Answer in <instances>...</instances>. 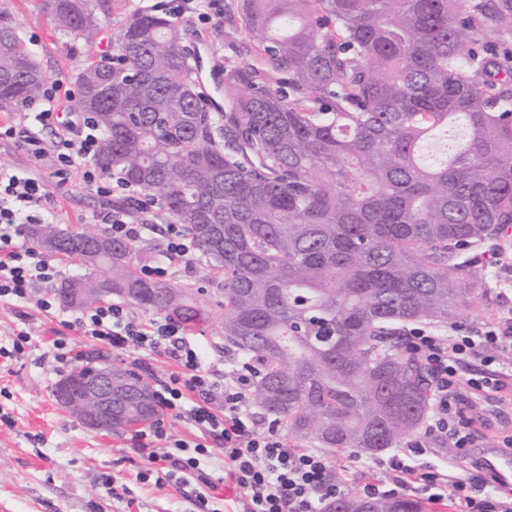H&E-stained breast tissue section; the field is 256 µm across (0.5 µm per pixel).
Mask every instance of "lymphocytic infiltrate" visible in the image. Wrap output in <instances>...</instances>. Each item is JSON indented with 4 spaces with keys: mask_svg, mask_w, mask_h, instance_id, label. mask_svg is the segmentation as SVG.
Instances as JSON below:
<instances>
[{
    "mask_svg": "<svg viewBox=\"0 0 512 512\" xmlns=\"http://www.w3.org/2000/svg\"><path fill=\"white\" fill-rule=\"evenodd\" d=\"M59 87L55 81L44 89L45 107L35 115L41 125H62L64 133L55 144H44L10 119L0 121V138L19 143L34 167L50 166L55 178L67 180L78 170L84 183L100 193L137 199L136 188L116 176L102 179L92 166L100 129L88 113L68 112ZM47 197L43 181L0 167L1 303L27 302L34 287L50 286L60 275L47 255L23 239L27 225L47 223V215L40 210ZM167 234V260L144 266L142 272L148 278H169L177 265L189 263L196 254L193 239L180 225H168ZM65 326L112 350H136L133 364L146 372L152 369L151 354H173L177 371L153 378L157 403L167 414L194 427L201 437H175L159 420L136 438L138 448L147 451L152 470L164 472L168 480L184 485L194 478L207 488H216L218 480L206 472L205 464L219 450L224 454L225 474L243 493L240 512H321L325 501L341 495L344 483L331 481L323 453L291 447L277 428H260L244 413L258 372L252 359H241L231 370H220L181 323L167 317L140 318L118 303L83 309ZM406 345L429 375L434 414L427 435L452 442L458 449L475 447L473 435L462 431L457 423L458 391L464 386L474 391L497 390L502 382L493 373L463 380L457 370L478 357L492 364L493 352L512 350V316L488 325L478 336L447 338L414 328L406 336ZM158 445L163 448L159 454L154 451ZM427 452L419 439L396 449L388 466L396 473L398 487L416 490L430 486V476L417 463Z\"/></svg>",
    "mask_w": 512,
    "mask_h": 512,
    "instance_id": "f902f5d3",
    "label": "lymphocytic infiltrate"
}]
</instances>
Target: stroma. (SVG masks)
<instances>
[{
    "mask_svg": "<svg viewBox=\"0 0 512 512\" xmlns=\"http://www.w3.org/2000/svg\"><path fill=\"white\" fill-rule=\"evenodd\" d=\"M158 4L185 29L188 46H195L201 39L206 41L205 59L209 64L243 61V34L229 27L226 18L234 0H224V16L206 21L177 12L174 0H90L91 8L102 20L101 32L90 39L64 34L44 9L43 0H0V16L12 21L46 82L57 80L71 88L76 71L111 45L135 11ZM0 166L47 181L49 197L43 207L51 212L56 224H89L104 229V215L122 201L117 193L101 195L77 172L68 181L59 182L50 167L34 168L27 154L10 139L0 138ZM464 258L480 275L476 299L463 320L429 324V331L440 336H473L512 314V227L470 248ZM174 280L189 285L198 303L212 313L208 321L192 329V336L208 347L217 365L230 363L235 352L225 347L220 323L223 286L209 277L205 258L194 256ZM44 293L43 287L34 288L20 308L0 303V345H7L20 327L33 336V349L27 356L14 361L0 359V413L12 418L11 424L0 423V512H203L207 507L222 512L225 503L236 496L231 482L206 491L195 481L183 486L170 482L158 485L151 479L140 481L137 475L147 468L148 461L146 453L136 449L134 433L89 430L57 404L53 388L61 373L53 366L47 341L67 338L76 365L100 353L101 348L64 328L63 320L73 316V309L43 310L39 301ZM496 369L501 373L503 388L480 394L465 390L459 396L463 421L479 445L488 448L502 447L504 440L512 439V359L500 354ZM326 457L335 477L346 479L345 494L359 495L368 478L364 471L367 455L348 448L327 452ZM420 462L425 470L448 477L447 483L433 486L431 492L416 491L426 512H453L452 483L457 479L471 481L478 498L494 497L481 473L447 444H437L435 451L422 456ZM109 478L127 487L133 506L112 498L105 485ZM201 490L209 499L204 507L196 497Z\"/></svg>",
    "mask_w": 512,
    "mask_h": 512,
    "instance_id": "stroma-1",
    "label": "stroma"
}]
</instances>
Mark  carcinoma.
I'll return each instance as SVG.
<instances>
[{
  "mask_svg": "<svg viewBox=\"0 0 512 512\" xmlns=\"http://www.w3.org/2000/svg\"><path fill=\"white\" fill-rule=\"evenodd\" d=\"M62 30H98L88 0L48 4ZM255 62L222 66L225 112L201 101L183 29L141 9L115 52L80 68L74 107L100 127L95 164L157 197L224 284V343L253 359L250 401L300 440L375 454L430 409L407 323L457 322L477 285L462 251L512 225V0H237ZM112 98L100 96L101 82ZM43 73L0 17V108ZM86 227L31 224L71 258L67 307L112 296L193 327V289L145 278L137 241L96 258ZM85 289L78 302L70 288ZM115 374L152 384L120 362ZM424 512L399 494L341 495L333 512Z\"/></svg>",
  "mask_w": 512,
  "mask_h": 512,
  "instance_id": "carcinoma-1",
  "label": "carcinoma"
}]
</instances>
